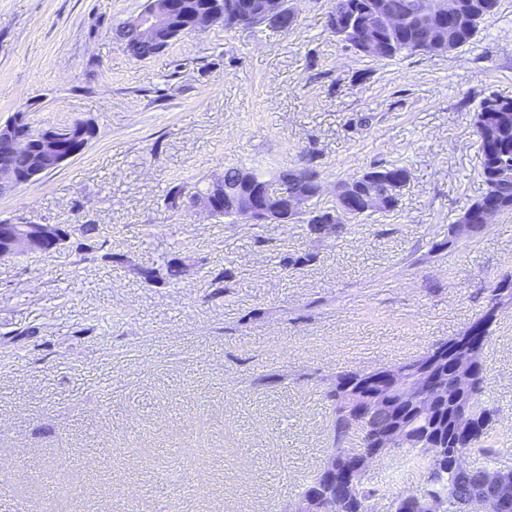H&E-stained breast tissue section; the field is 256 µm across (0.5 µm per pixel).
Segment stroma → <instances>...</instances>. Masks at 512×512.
I'll return each instance as SVG.
<instances>
[{
    "mask_svg": "<svg viewBox=\"0 0 512 512\" xmlns=\"http://www.w3.org/2000/svg\"><path fill=\"white\" fill-rule=\"evenodd\" d=\"M143 3L0 0V125L22 112L96 130L81 155L0 192V221L94 224L124 258L0 260V512H274L332 445L325 379L462 333L481 289L512 271V214L448 238L485 189L478 104L512 97V0L473 45L384 61L338 41L330 0H289L285 32L218 24L139 60L112 28ZM307 158L323 207L373 165L410 176L397 210L328 239L164 205L169 186L205 188L228 165ZM175 257L193 268L170 284L137 273ZM484 363L512 466V307ZM368 477L390 487L376 512L421 489L387 460Z\"/></svg>",
    "mask_w": 512,
    "mask_h": 512,
    "instance_id": "obj_1",
    "label": "stroma"
}]
</instances>
